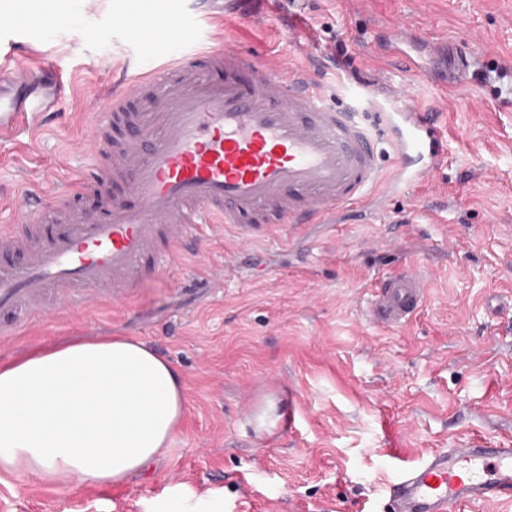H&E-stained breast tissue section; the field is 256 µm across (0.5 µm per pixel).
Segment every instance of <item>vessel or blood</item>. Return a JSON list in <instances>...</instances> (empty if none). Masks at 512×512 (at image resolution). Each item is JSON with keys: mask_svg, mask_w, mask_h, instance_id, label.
Here are the masks:
<instances>
[{"mask_svg": "<svg viewBox=\"0 0 512 512\" xmlns=\"http://www.w3.org/2000/svg\"><path fill=\"white\" fill-rule=\"evenodd\" d=\"M149 43L178 36L192 53L136 76L118 92L90 89L103 133L80 143L88 163L64 193L47 198L23 182L11 199L17 222L0 226V256L23 254L21 269L0 266V338L14 335L50 307L124 304L139 276L161 261L182 260L200 228L230 225L238 246L282 224H332L349 208L379 214L402 187L425 184L447 154L433 112L384 115L385 133L356 113L326 105L317 75L285 64L247 62L226 36L222 15L182 13L177 33L153 17L139 22ZM25 63L0 85V141L26 120ZM220 70L213 82L204 70ZM366 101L406 103L410 80ZM391 148L394 176L382 183L381 154ZM122 181L107 220L90 222L73 197ZM428 269L386 277L366 309L369 320L406 323L425 300ZM384 512H459L467 503L512 502V446L470 436L402 470L387 485Z\"/></svg>", "mask_w": 512, "mask_h": 512, "instance_id": "obj_1", "label": "vessel or blood"}]
</instances>
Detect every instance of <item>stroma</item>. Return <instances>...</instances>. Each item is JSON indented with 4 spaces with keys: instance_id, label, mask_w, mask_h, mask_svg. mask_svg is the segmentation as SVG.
<instances>
[{
    "instance_id": "stroma-1",
    "label": "stroma",
    "mask_w": 512,
    "mask_h": 512,
    "mask_svg": "<svg viewBox=\"0 0 512 512\" xmlns=\"http://www.w3.org/2000/svg\"><path fill=\"white\" fill-rule=\"evenodd\" d=\"M164 0H94L87 29L52 19L0 36V69L20 54L67 79L36 132L0 143V225L22 178L63 190L85 159L88 85L111 87L128 60L163 64L140 17ZM251 60L316 62L332 105L359 109L352 86L399 81L416 60L412 105L450 125L447 161L429 187L384 212L270 229L250 249L233 230L209 259L141 275L125 305L63 310L0 340V362L73 338L125 336L167 357L185 411L169 448L121 486H50L0 473V512H380L396 467L472 434L512 441V0H218ZM125 24H116L115 14ZM412 42L390 49L386 27ZM430 266L427 298L405 324L371 322L374 285L404 265ZM276 401L292 429L256 430Z\"/></svg>"
}]
</instances>
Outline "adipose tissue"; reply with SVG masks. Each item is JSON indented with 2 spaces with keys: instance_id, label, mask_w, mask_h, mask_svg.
<instances>
[{
  "instance_id": "obj_1",
  "label": "adipose tissue",
  "mask_w": 512,
  "mask_h": 512,
  "mask_svg": "<svg viewBox=\"0 0 512 512\" xmlns=\"http://www.w3.org/2000/svg\"><path fill=\"white\" fill-rule=\"evenodd\" d=\"M78 0H0V26L79 19ZM174 366L124 336L72 339L0 363V472L48 485H121L167 448L182 417Z\"/></svg>"
}]
</instances>
